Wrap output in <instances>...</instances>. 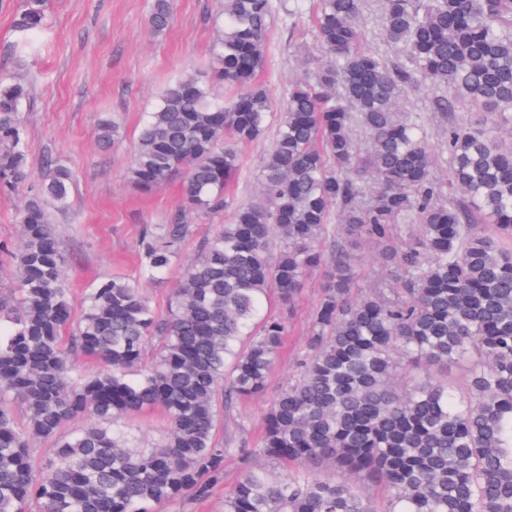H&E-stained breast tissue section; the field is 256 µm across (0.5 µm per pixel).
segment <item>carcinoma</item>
<instances>
[{"label":"carcinoma","instance_id":"1","mask_svg":"<svg viewBox=\"0 0 512 512\" xmlns=\"http://www.w3.org/2000/svg\"><path fill=\"white\" fill-rule=\"evenodd\" d=\"M44 2L20 0L21 39L44 28ZM362 7L317 0L323 59L280 107L264 197L239 204L180 267L165 315L116 277L73 322L52 217L72 174L46 159L19 212V245H0L15 280L0 296V512H163L206 497L233 456L254 463L224 512H512V145L488 125L512 123V0H385L382 34L405 48L395 60L362 46ZM221 12L212 73L236 94L219 100L207 74L180 76L138 134L132 185L148 192L183 176L178 211L139 238L148 280L177 266L188 215L224 208L240 168L228 140L260 138L273 108L259 80L273 0H221ZM172 13L173 0H152L151 33ZM421 86L448 91L432 101L445 118L460 106L483 114L448 124L446 199L421 126L396 112ZM28 97L0 77V189L28 178ZM355 126L369 137L364 153ZM97 127L102 145L115 143L111 119ZM364 241L395 264L390 287L382 274L357 287ZM312 271L323 284L299 376L272 397L258 444L217 443L219 394L265 391L279 357L286 323L265 304L293 305ZM81 355L100 369L80 370ZM460 362L457 384L448 365ZM146 410L169 426L154 448L126 429ZM80 414L92 423L62 433ZM35 438L52 442L39 463Z\"/></svg>","mask_w":512,"mask_h":512}]
</instances>
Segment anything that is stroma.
<instances>
[{
    "label": "stroma",
    "instance_id": "1",
    "mask_svg": "<svg viewBox=\"0 0 512 512\" xmlns=\"http://www.w3.org/2000/svg\"><path fill=\"white\" fill-rule=\"evenodd\" d=\"M266 66L260 75L274 102H282L292 84L320 58L309 15L286 18L294 0H274ZM359 17L364 46L385 58L400 55L401 46L381 33L382 0H364ZM151 0H46L48 25L36 37L20 41L13 21L19 0H0V77L27 83L30 98L23 117L30 145V167L40 173L45 157H53L76 175L69 204L55 212L61 247L67 257L66 277L74 315L98 281L114 276L138 278L137 242L144 226L164 224L181 199V181L144 193L128 182V170L144 112L158 92L175 77L210 69L217 0H175L166 33L152 35L147 24ZM436 91L409 92L399 114L422 125L435 161V173L448 176V125L431 112ZM110 113L120 127L111 147L98 141L99 113ZM275 127L254 142L239 145L240 170L224 210L199 214L190 221L192 235L183 256L192 258L203 238L226 223L235 206L263 193L262 162L271 148ZM321 273L308 276L292 309L273 306L274 315L290 326L280 359L264 394L233 401L217 428L219 441L260 438L261 417L273 395L299 374V358L320 295ZM244 462L224 464V481L208 497L187 498L168 512H224Z\"/></svg>",
    "mask_w": 512,
    "mask_h": 512
}]
</instances>
